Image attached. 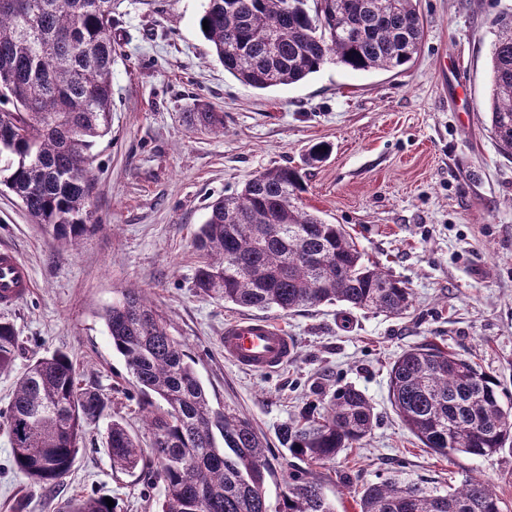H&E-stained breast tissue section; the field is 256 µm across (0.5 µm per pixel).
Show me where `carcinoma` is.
<instances>
[{"instance_id": "cac0c4a2", "label": "carcinoma", "mask_w": 512, "mask_h": 512, "mask_svg": "<svg viewBox=\"0 0 512 512\" xmlns=\"http://www.w3.org/2000/svg\"><path fill=\"white\" fill-rule=\"evenodd\" d=\"M115 0H0V185L55 241L73 246L104 229L92 210L94 148L110 132ZM209 29H203V21ZM201 34L224 70L258 90L296 84L334 61L354 72L403 71L419 54L418 0H207ZM186 121L204 133L224 116L195 100ZM490 132L512 158V19L500 20L491 54ZM299 170L265 169L208 206L193 236L195 287L246 309L290 313L344 302L402 315L406 282L365 260L341 224L302 206ZM112 342L147 404L151 455L121 420L107 427L112 469H155L159 512H269L268 443L252 423L214 408L183 344L165 318L133 291L104 312ZM19 338L0 319V372ZM389 396L406 429L442 456L488 457L512 439V406L474 362L424 342L404 350L389 374ZM109 398L81 387L70 357L56 352L18 378L3 411L15 469L35 485L69 472L87 428ZM374 408L359 389L339 387L322 412L303 411L277 430L280 446L306 468L289 475L279 512H336L311 467H324L370 434ZM486 481L440 489L387 478L368 485L360 512H501ZM71 512H115L105 498L77 500Z\"/></svg>"}]
</instances>
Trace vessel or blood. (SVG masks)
Here are the masks:
<instances>
[{
  "label": "vessel or blood",
  "mask_w": 512,
  "mask_h": 512,
  "mask_svg": "<svg viewBox=\"0 0 512 512\" xmlns=\"http://www.w3.org/2000/svg\"><path fill=\"white\" fill-rule=\"evenodd\" d=\"M32 287L28 267L10 249L0 250V305L9 306ZM224 356L238 366L259 372L279 369L296 345L282 327L256 318L238 319L224 328Z\"/></svg>",
  "instance_id": "1"
}]
</instances>
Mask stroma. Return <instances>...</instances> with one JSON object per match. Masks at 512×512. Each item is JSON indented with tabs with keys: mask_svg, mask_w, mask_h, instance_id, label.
Instances as JSON below:
<instances>
[{
	"mask_svg": "<svg viewBox=\"0 0 512 512\" xmlns=\"http://www.w3.org/2000/svg\"><path fill=\"white\" fill-rule=\"evenodd\" d=\"M207 0H120L112 37V132L95 148V217L102 231L65 248L0 189V247L30 267L33 288L0 317L20 349L0 373V410L36 359L73 361L80 385L107 394L108 419L141 440L143 398L112 348L105 309L139 290L181 341L214 406L265 435L277 512L291 470L277 441L319 389L352 385L376 421L360 447L317 475L336 512H359L367 484L391 476L460 485L480 477L512 512V450L445 457L425 448L389 399V371L409 347L432 341L477 362L512 398V159L486 117L489 65L500 16L512 0H418L424 43L401 72H354L329 62L306 80L271 90L225 72L198 28ZM224 115L223 132L183 119L193 98ZM317 144L328 153L317 162ZM300 168L302 203L343 225L370 261L406 282L405 315L323 304L286 314L258 312L199 295L191 246L209 204L267 168ZM262 316L283 326L296 350L280 369L255 373L224 356V326ZM105 424L89 428L59 486L17 473L0 424V512H67L72 499L107 497L116 512H157L163 484L145 471L113 470Z\"/></svg>",
	"mask_w": 512,
	"mask_h": 512,
	"instance_id": "obj_1",
	"label": "stroma"
}]
</instances>
